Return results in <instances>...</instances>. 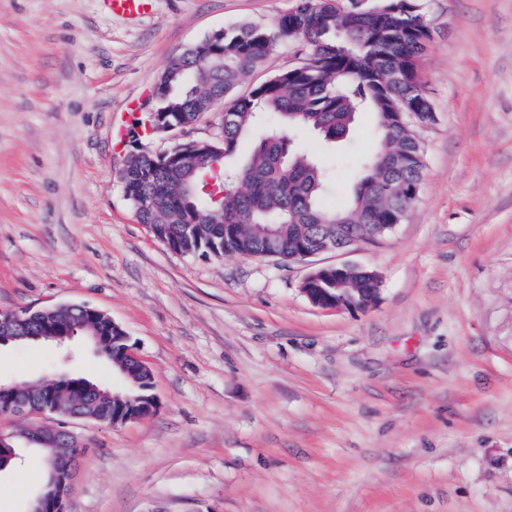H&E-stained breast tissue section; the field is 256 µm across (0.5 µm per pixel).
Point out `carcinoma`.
Segmentation results:
<instances>
[{
	"instance_id": "cac0c4a2",
	"label": "carcinoma",
	"mask_w": 512,
	"mask_h": 512,
	"mask_svg": "<svg viewBox=\"0 0 512 512\" xmlns=\"http://www.w3.org/2000/svg\"><path fill=\"white\" fill-rule=\"evenodd\" d=\"M341 2L298 0L272 28L226 27L166 65L160 86L172 87L173 93L160 107L171 124H192L217 101L225 108L222 135L209 141L214 150L203 164L191 146L175 164L128 155L122 188L155 239L184 254L264 257L273 232L280 247L277 260L287 262L305 224L308 244L315 246L336 224H400L407 217L415 199L398 190L381 194L376 184L384 177L395 187L421 179L423 165H394L412 140L397 113L432 111L418 69L428 39L421 5L376 0L365 10L346 9ZM285 41L296 44L307 63L236 94L243 79ZM362 112L375 114L381 145L360 161L349 201L327 209L322 199L332 189L333 173L294 146L290 132L309 129L334 143L350 135ZM252 130L259 137L246 161L228 163L241 137ZM212 162L220 166L222 211L204 190ZM86 322L110 336L122 335V328L103 315ZM125 370L126 387L113 393V401L137 410L152 374L134 361L125 363Z\"/></svg>"
}]
</instances>
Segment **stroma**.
<instances>
[{"instance_id":"obj_1","label":"stroma","mask_w":512,"mask_h":512,"mask_svg":"<svg viewBox=\"0 0 512 512\" xmlns=\"http://www.w3.org/2000/svg\"><path fill=\"white\" fill-rule=\"evenodd\" d=\"M296 0H154L130 19L100 0H0V311L95 307L154 375L151 416L75 424L87 443L69 512H512V0H422L420 78L437 120L407 218L382 241L301 262L183 255L140 224L128 152L222 132L134 124L168 60L227 26L274 27ZM127 130L115 149L116 126ZM336 171L380 135L361 113ZM377 272L365 309L312 305L314 269ZM124 381L84 340L0 348V382ZM37 449L0 471V512H29Z\"/></svg>"}]
</instances>
